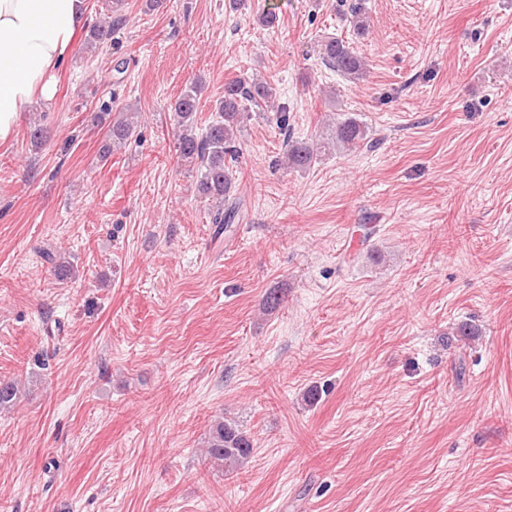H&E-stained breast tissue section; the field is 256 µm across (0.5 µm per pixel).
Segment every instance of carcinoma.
Here are the masks:
<instances>
[{
	"label": "carcinoma",
	"instance_id": "cac0c4a2",
	"mask_svg": "<svg viewBox=\"0 0 512 512\" xmlns=\"http://www.w3.org/2000/svg\"><path fill=\"white\" fill-rule=\"evenodd\" d=\"M113 25L94 23L87 28L85 45L96 49L112 41ZM319 58L349 80H357L364 72L363 59L350 44L336 37H325L319 44ZM275 89L257 78H237L224 84V98L217 108L218 117L202 132L196 130L198 112V87H187L170 104V113L177 130L175 153L177 163L192 167L197 172L198 196L208 205L211 223H231L234 209L224 208V201L236 187V170L240 159L241 128L252 109L259 111L273 108ZM135 125L126 117L108 126L100 157L108 158L112 146L130 139ZM364 123L355 117L336 122L332 143H309L287 137L282 165L289 169H308L313 166L329 147L336 150H352L366 140ZM210 456L232 469L247 460L253 449L250 437L235 423L222 418L214 421L208 441Z\"/></svg>",
	"mask_w": 512,
	"mask_h": 512
}]
</instances>
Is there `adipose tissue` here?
<instances>
[{
  "instance_id": "obj_1",
  "label": "adipose tissue",
  "mask_w": 512,
  "mask_h": 512,
  "mask_svg": "<svg viewBox=\"0 0 512 512\" xmlns=\"http://www.w3.org/2000/svg\"><path fill=\"white\" fill-rule=\"evenodd\" d=\"M87 23L85 0H0V141L23 106L54 96L53 78Z\"/></svg>"
}]
</instances>
